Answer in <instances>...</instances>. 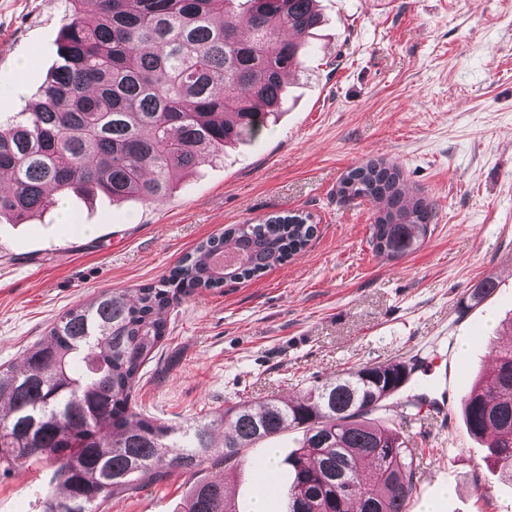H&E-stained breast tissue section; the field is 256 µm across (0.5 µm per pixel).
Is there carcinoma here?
Wrapping results in <instances>:
<instances>
[{
	"mask_svg": "<svg viewBox=\"0 0 512 512\" xmlns=\"http://www.w3.org/2000/svg\"><path fill=\"white\" fill-rule=\"evenodd\" d=\"M320 23L317 0H66L54 71L38 99L0 122V175L11 180L0 218L22 224L70 193L164 200L184 174L261 133L301 68L300 38ZM336 193L372 205L370 243L387 260L415 250L437 216L383 158L349 169ZM315 231L308 213L231 224L158 282L63 312L20 368L0 367V469L50 461L65 494L43 512H105L146 478L233 468L245 449L297 427L303 444L284 459L288 512H349L354 501L359 512H406L416 450L370 418L406 383V365L363 367L295 402L239 400L179 426L133 410L173 304L283 264ZM496 288L487 277L461 304ZM464 417L512 478V347L498 350ZM181 512L235 510L224 483L196 480Z\"/></svg>",
	"mask_w": 512,
	"mask_h": 512,
	"instance_id": "obj_1",
	"label": "carcinoma"
}]
</instances>
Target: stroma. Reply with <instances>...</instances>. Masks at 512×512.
I'll return each mask as SVG.
<instances>
[{
  "instance_id": "35a3bbf8",
  "label": "stroma",
  "mask_w": 512,
  "mask_h": 512,
  "mask_svg": "<svg viewBox=\"0 0 512 512\" xmlns=\"http://www.w3.org/2000/svg\"><path fill=\"white\" fill-rule=\"evenodd\" d=\"M322 25L281 113L257 138L200 165L163 202L60 200L23 224L0 221V364L17 365L57 317L104 289L169 274L225 225L311 214L306 249L263 275L181 298L170 333L141 372L136 408L177 424L241 399H293L365 366L440 359L448 412L423 430L403 419L412 388L378 420L423 454L406 512H512L461 401L512 320V0H319ZM65 0H0V96L37 97L57 60ZM396 162L410 190L439 206L424 243L375 256L371 210L337 196L350 168ZM481 304L459 302L485 277ZM302 430L246 450L236 468L204 466L236 512L266 496L286 512L293 476L264 495L255 459L300 448ZM51 463L0 474V512H41L58 496ZM183 475L115 496L107 512H179Z\"/></svg>"
}]
</instances>
